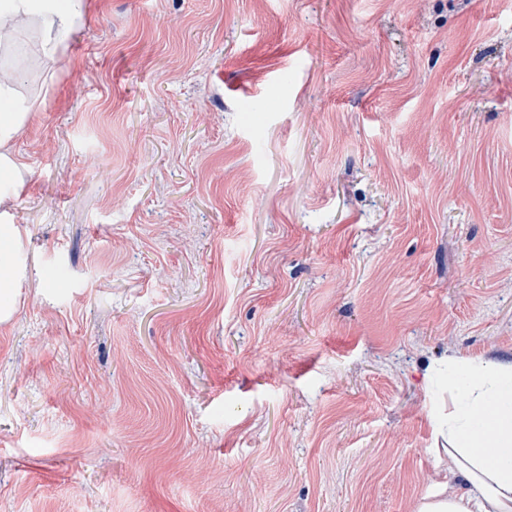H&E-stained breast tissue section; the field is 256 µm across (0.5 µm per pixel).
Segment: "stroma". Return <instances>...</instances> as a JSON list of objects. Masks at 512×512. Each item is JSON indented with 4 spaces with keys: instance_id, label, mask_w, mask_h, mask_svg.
Here are the masks:
<instances>
[{
    "instance_id": "35a3bbf8",
    "label": "stroma",
    "mask_w": 512,
    "mask_h": 512,
    "mask_svg": "<svg viewBox=\"0 0 512 512\" xmlns=\"http://www.w3.org/2000/svg\"><path fill=\"white\" fill-rule=\"evenodd\" d=\"M14 142L0 512H413L427 365L512 361V0H87ZM0 214V325L10 323L18 310L21 286L28 269L23 258L22 230Z\"/></svg>"
}]
</instances>
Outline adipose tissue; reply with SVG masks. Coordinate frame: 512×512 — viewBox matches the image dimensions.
Returning a JSON list of instances; mask_svg holds the SVG:
<instances>
[{"label": "adipose tissue", "mask_w": 512, "mask_h": 512, "mask_svg": "<svg viewBox=\"0 0 512 512\" xmlns=\"http://www.w3.org/2000/svg\"><path fill=\"white\" fill-rule=\"evenodd\" d=\"M84 9L85 0H0V51L30 36L43 61L56 64ZM36 109L15 82L0 80V209L25 185L29 170L12 143ZM27 276L21 227L0 213V325L14 319ZM426 376L448 390L447 405L430 402L431 456L435 465L450 464L459 484L435 483L414 512H512V361L452 357Z\"/></svg>", "instance_id": "obj_1"}]
</instances>
